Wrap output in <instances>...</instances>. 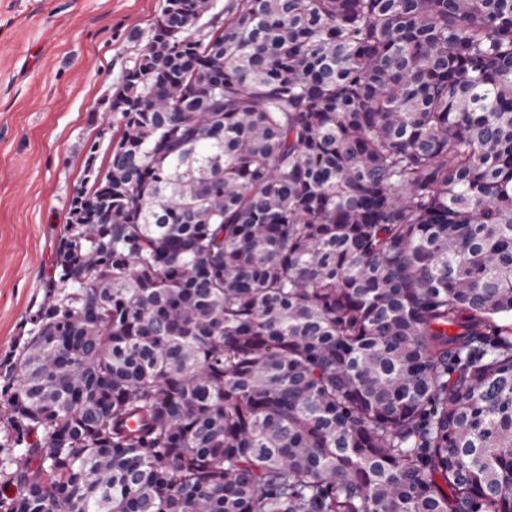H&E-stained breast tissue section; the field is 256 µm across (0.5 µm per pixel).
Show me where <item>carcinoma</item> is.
I'll list each match as a JSON object with an SVG mask.
<instances>
[{
  "mask_svg": "<svg viewBox=\"0 0 512 512\" xmlns=\"http://www.w3.org/2000/svg\"><path fill=\"white\" fill-rule=\"evenodd\" d=\"M112 114L0 512H512V0H165Z\"/></svg>",
  "mask_w": 512,
  "mask_h": 512,
  "instance_id": "1",
  "label": "carcinoma"
}]
</instances>
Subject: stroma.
<instances>
[{
  "instance_id": "35a3bbf8",
  "label": "stroma",
  "mask_w": 512,
  "mask_h": 512,
  "mask_svg": "<svg viewBox=\"0 0 512 512\" xmlns=\"http://www.w3.org/2000/svg\"><path fill=\"white\" fill-rule=\"evenodd\" d=\"M163 0H0V359L43 299L88 163L106 168L105 103Z\"/></svg>"
}]
</instances>
